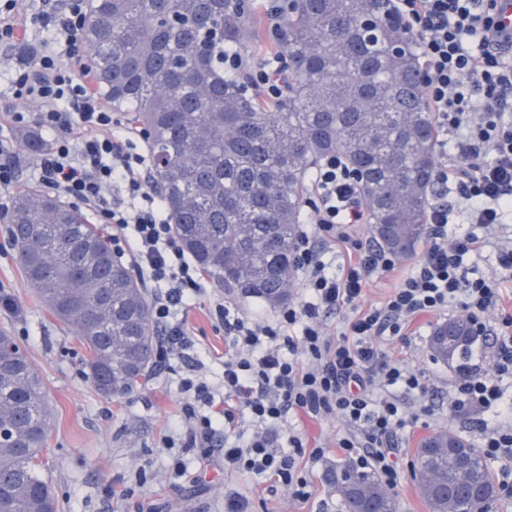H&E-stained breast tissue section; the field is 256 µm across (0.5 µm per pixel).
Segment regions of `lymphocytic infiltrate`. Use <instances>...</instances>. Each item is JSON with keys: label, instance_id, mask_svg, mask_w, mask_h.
Segmentation results:
<instances>
[{"label": "lymphocytic infiltrate", "instance_id": "1", "mask_svg": "<svg viewBox=\"0 0 512 512\" xmlns=\"http://www.w3.org/2000/svg\"><path fill=\"white\" fill-rule=\"evenodd\" d=\"M392 2L427 74V108L451 144L435 186L455 198L430 204L429 243L404 273L396 256L364 234L369 213L348 160L322 157L305 199L308 217L292 246L304 274L300 298L271 317L244 312L231 300L218 304L224 371L215 383L186 320V301L206 288V277L173 235L151 184L148 155L131 151L147 133L128 130L83 73L54 56L13 73L15 99L38 103L36 126L54 134L35 161L38 181L95 210L106 243L117 257H131L151 290L161 330L156 363L175 361L184 370L180 422L164 446L214 447L215 425L223 423L225 471L265 478L301 502L310 497L301 463L319 460L324 450L297 433L278 447L293 414L342 421L336 446L351 466L397 487L399 432L434 407L425 373L388 349L426 315L461 313L491 323L490 359L463 373L452 404L492 414L493 422L480 426V446L487 459L512 461V403L503 390L512 379V312L501 310L503 285L512 283V237L501 232L512 222V29L501 23L497 0ZM86 16V0H64L40 19L64 36L71 52ZM281 66L277 52L254 64L237 48L224 50L225 73L248 71L252 85L272 100L281 95ZM489 248L497 265L475 276L470 261ZM389 278L394 284L382 300L367 302L371 284ZM334 313L340 319L332 328L327 319Z\"/></svg>", "mask_w": 512, "mask_h": 512}]
</instances>
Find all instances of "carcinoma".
Instances as JSON below:
<instances>
[{"label":"carcinoma","instance_id":"cac0c4a2","mask_svg":"<svg viewBox=\"0 0 512 512\" xmlns=\"http://www.w3.org/2000/svg\"><path fill=\"white\" fill-rule=\"evenodd\" d=\"M254 0H89L83 40L97 90L150 133L155 182L183 249L220 288L269 306L288 303L292 242L305 177L344 154L359 172L371 232L401 258L428 233L437 131L416 74L412 35L391 0H291L281 14L288 69L268 104L242 77L224 76V46H246ZM9 234L26 283L87 351L88 379L121 399L154 363L157 328L145 288L114 258L83 212L34 188L12 201ZM0 368V512H54L39 459L51 428L42 381L11 336ZM475 336L458 319L436 326L432 355L467 369ZM469 452L488 487L480 449L450 431L416 448L428 512H468L451 453ZM345 512H398L369 473L329 474Z\"/></svg>","mask_w":512,"mask_h":512}]
</instances>
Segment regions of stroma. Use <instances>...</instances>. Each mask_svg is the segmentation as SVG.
Instances as JSON below:
<instances>
[{
  "mask_svg": "<svg viewBox=\"0 0 512 512\" xmlns=\"http://www.w3.org/2000/svg\"><path fill=\"white\" fill-rule=\"evenodd\" d=\"M42 10V0H26L18 24L26 33L11 50L0 49V93L11 85L16 64H31L53 42L50 28L35 23L33 14ZM38 139L49 148L51 137L33 127H0V139L13 141L23 154L20 186H36L34 158L26 143ZM0 293L12 297L20 308L11 313L0 308V330L14 336L38 372L51 410V430L43 455L44 474L58 504V512H224V491L234 489L250 502L252 512H344L328 483V473L341 463L334 442L342 429L337 419L315 421L291 416L288 431L304 435L309 443L324 446L319 461L307 462L305 470L311 496L306 502L291 500L287 493L268 491L260 477L247 472H228L222 464L200 468V449L163 447L178 418L183 396L176 371H152L138 390L125 398L101 396L84 374L86 350L71 330L57 321L29 288L16 260L4 222L0 221ZM224 289L208 285L205 292L188 301V326L195 349L208 377L222 372L224 331L212 313ZM439 319L428 316L417 321L392 352L410 367L429 374L436 415L429 424L407 427L399 442L397 464L403 480L395 490L399 512H427L419 498L415 472V448L429 433L447 430L472 444L480 442L481 413L449 409L448 399L458 376L454 365L434 359L429 337ZM183 459L184 476H175V459ZM149 475L139 480V465ZM130 487L132 495L121 501L111 498L109 488Z\"/></svg>",
  "mask_w": 512,
  "mask_h": 512,
  "instance_id": "stroma-1",
  "label": "stroma"
}]
</instances>
